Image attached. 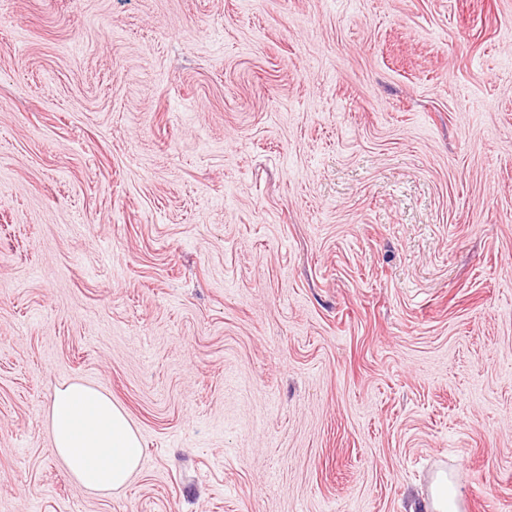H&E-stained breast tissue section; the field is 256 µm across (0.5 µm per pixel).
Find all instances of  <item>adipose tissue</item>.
I'll use <instances>...</instances> for the list:
<instances>
[{
	"label": "adipose tissue",
	"mask_w": 512,
	"mask_h": 512,
	"mask_svg": "<svg viewBox=\"0 0 512 512\" xmlns=\"http://www.w3.org/2000/svg\"><path fill=\"white\" fill-rule=\"evenodd\" d=\"M53 451L85 490L124 486L137 470L142 443L110 396L81 383L57 389L50 402Z\"/></svg>",
	"instance_id": "1"
}]
</instances>
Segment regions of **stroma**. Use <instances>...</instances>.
Returning <instances> with one entry per match:
<instances>
[{
	"label": "stroma",
	"mask_w": 512,
	"mask_h": 512,
	"mask_svg": "<svg viewBox=\"0 0 512 512\" xmlns=\"http://www.w3.org/2000/svg\"><path fill=\"white\" fill-rule=\"evenodd\" d=\"M145 461L77 485L54 389ZM512 512V0H0V512ZM49 418L52 449L85 490L111 492L137 470L141 440L110 396L72 383L53 393ZM456 498L457 492L448 484V478H441L432 488L429 507L432 512H456Z\"/></svg>",
	"instance_id": "35a3bbf8"
}]
</instances>
